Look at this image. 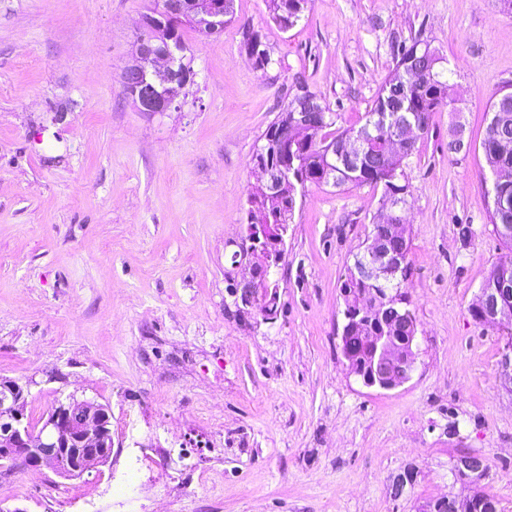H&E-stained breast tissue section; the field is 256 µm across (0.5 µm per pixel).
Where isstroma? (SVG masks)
<instances>
[{
  "label": "stroma",
  "instance_id": "1",
  "mask_svg": "<svg viewBox=\"0 0 512 512\" xmlns=\"http://www.w3.org/2000/svg\"><path fill=\"white\" fill-rule=\"evenodd\" d=\"M153 5L0 0V377L29 383L35 422L70 394L108 405L113 439L109 461L78 478L0 468V506L83 512L97 487L146 480L126 449L150 439L176 481L97 499L96 512H421L470 494L452 475L468 451L487 456L485 489L512 512L506 334L470 312L505 254L481 142L489 99L512 91V7L310 0L283 31L264 0H235L223 32L185 31L196 75L178 109L142 112L119 76ZM249 28L266 68L242 47ZM417 35L447 58L462 113H434L405 169L418 351L411 379L386 391L341 353V285L378 208L369 187L298 197L271 274L274 319L237 309L231 289L268 125L302 82L357 123L395 66L392 44ZM458 119L471 148L452 154ZM245 48L260 68L268 67L273 59L266 45L262 41L263 35L259 31L248 30L245 33ZM263 47V48H262Z\"/></svg>",
  "mask_w": 512,
  "mask_h": 512
}]
</instances>
